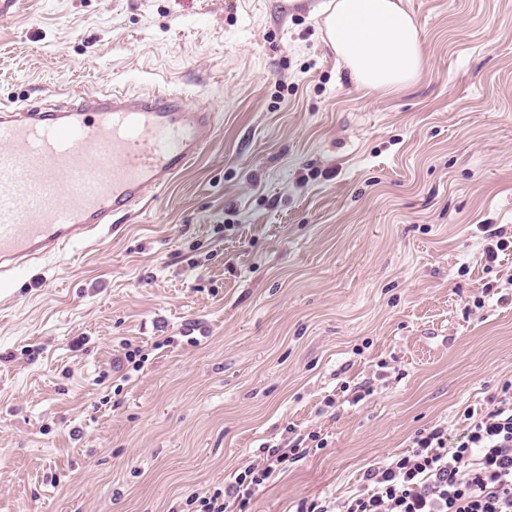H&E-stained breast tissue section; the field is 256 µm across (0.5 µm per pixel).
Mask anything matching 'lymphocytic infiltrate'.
<instances>
[{
	"instance_id": "f902f5d3",
	"label": "lymphocytic infiltrate",
	"mask_w": 512,
	"mask_h": 512,
	"mask_svg": "<svg viewBox=\"0 0 512 512\" xmlns=\"http://www.w3.org/2000/svg\"><path fill=\"white\" fill-rule=\"evenodd\" d=\"M460 438L444 429L420 432L407 454L368 471L367 491L352 494L337 512H512V392L489 408L465 410ZM286 449L266 447L261 465L211 496L188 498L194 512H227L246 487L284 468Z\"/></svg>"
}]
</instances>
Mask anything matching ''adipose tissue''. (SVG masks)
Wrapping results in <instances>:
<instances>
[{"mask_svg":"<svg viewBox=\"0 0 512 512\" xmlns=\"http://www.w3.org/2000/svg\"><path fill=\"white\" fill-rule=\"evenodd\" d=\"M319 14L329 45L359 88L392 91L419 78L420 31L401 0H325Z\"/></svg>","mask_w":512,"mask_h":512,"instance_id":"obj_1","label":"adipose tissue"}]
</instances>
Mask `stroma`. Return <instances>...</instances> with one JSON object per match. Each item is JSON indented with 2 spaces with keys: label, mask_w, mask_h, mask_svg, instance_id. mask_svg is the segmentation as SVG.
<instances>
[{
  "label": "stroma",
  "mask_w": 512,
  "mask_h": 512,
  "mask_svg": "<svg viewBox=\"0 0 512 512\" xmlns=\"http://www.w3.org/2000/svg\"><path fill=\"white\" fill-rule=\"evenodd\" d=\"M320 0H20L0 102L183 92L204 152L112 232L0 281V512L336 505L512 383V0H403L419 79L365 93ZM139 349L140 370L125 359ZM323 446H316V439ZM493 226V224L482 225L485 233L484 240L486 241L483 250L488 263L496 262L499 256L498 252L505 251L509 247L508 242L502 238L504 230H501V227L494 228ZM263 450L266 456L263 457L261 465L245 470L244 475L237 477L234 483L225 486L224 490L216 489L210 497L188 498L187 506L195 508L193 512H227L231 501H237L240 494L243 498L252 487L261 485L288 462V451L285 448L268 446L263 447ZM247 477H250L248 482Z\"/></svg>",
  "instance_id": "stroma-1"
}]
</instances>
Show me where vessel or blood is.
<instances>
[{
  "mask_svg": "<svg viewBox=\"0 0 512 512\" xmlns=\"http://www.w3.org/2000/svg\"><path fill=\"white\" fill-rule=\"evenodd\" d=\"M214 123L166 88L0 109V280L95 241L190 166Z\"/></svg>",
  "mask_w": 512,
  "mask_h": 512,
  "instance_id": "b4317fda",
  "label": "vessel or blood"
}]
</instances>
